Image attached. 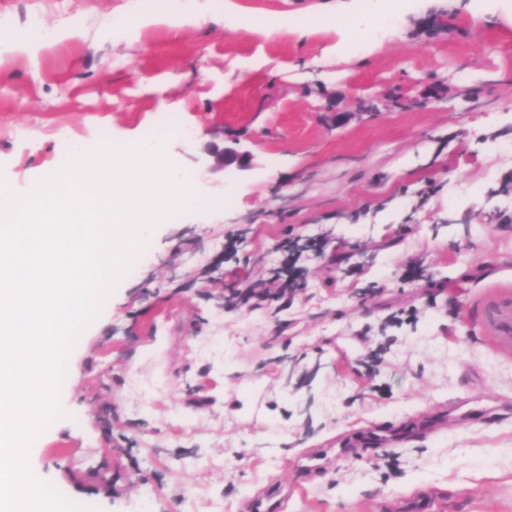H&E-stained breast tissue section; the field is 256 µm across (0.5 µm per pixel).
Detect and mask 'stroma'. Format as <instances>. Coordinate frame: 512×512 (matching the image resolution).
Wrapping results in <instances>:
<instances>
[{
  "label": "stroma",
  "instance_id": "obj_1",
  "mask_svg": "<svg viewBox=\"0 0 512 512\" xmlns=\"http://www.w3.org/2000/svg\"><path fill=\"white\" fill-rule=\"evenodd\" d=\"M223 2L128 40L104 32L138 0H0L14 20L81 28L0 62L14 191L58 168L57 126L130 145L167 113L188 129L168 154L204 190L71 350L67 416L33 441L32 470L97 512H244L270 485L279 512H399L420 492L428 512H512V356L478 320L512 290V18L473 0L385 17L362 0L374 45L339 55L338 0ZM217 130L253 169H205ZM287 240L304 269L288 306L230 308L204 284L212 266L228 288L268 281Z\"/></svg>",
  "mask_w": 512,
  "mask_h": 512
}]
</instances>
